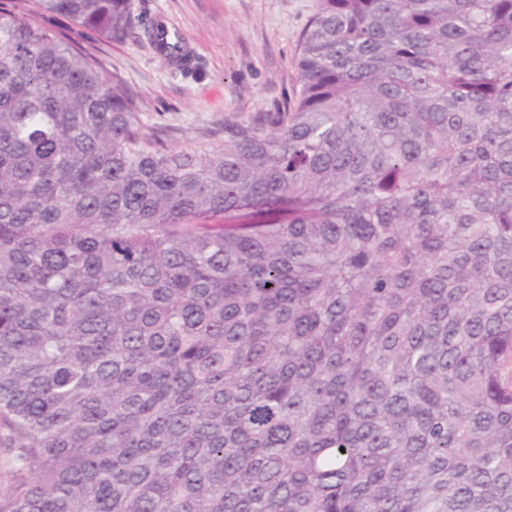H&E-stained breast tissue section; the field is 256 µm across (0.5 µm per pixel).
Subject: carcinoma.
<instances>
[{"instance_id":"carcinoma-1","label":"carcinoma","mask_w":512,"mask_h":512,"mask_svg":"<svg viewBox=\"0 0 512 512\" xmlns=\"http://www.w3.org/2000/svg\"><path fill=\"white\" fill-rule=\"evenodd\" d=\"M68 26L0 0V512H512V0H317L180 147Z\"/></svg>"}]
</instances>
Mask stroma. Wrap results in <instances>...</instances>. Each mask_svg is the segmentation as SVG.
<instances>
[{
    "mask_svg": "<svg viewBox=\"0 0 512 512\" xmlns=\"http://www.w3.org/2000/svg\"><path fill=\"white\" fill-rule=\"evenodd\" d=\"M317 0H133L141 23L163 20L179 32L196 67L180 71L149 43L71 38L138 94L144 120L167 126L181 145L237 112L251 118L293 103L300 89V35Z\"/></svg>",
    "mask_w": 512,
    "mask_h": 512,
    "instance_id": "1",
    "label": "stroma"
}]
</instances>
